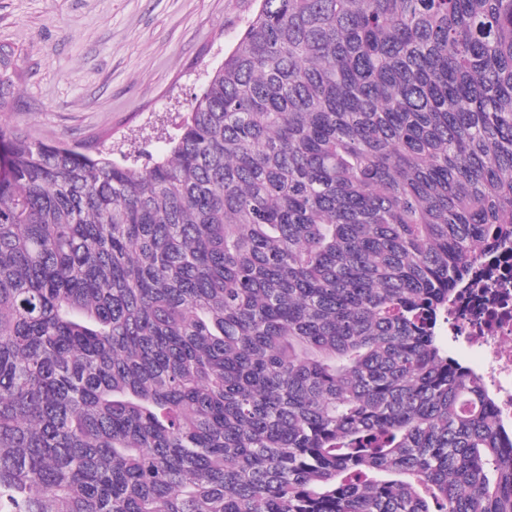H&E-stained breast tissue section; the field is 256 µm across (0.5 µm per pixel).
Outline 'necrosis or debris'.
Here are the masks:
<instances>
[{
  "instance_id": "necrosis-or-debris-1",
  "label": "necrosis or debris",
  "mask_w": 512,
  "mask_h": 512,
  "mask_svg": "<svg viewBox=\"0 0 512 512\" xmlns=\"http://www.w3.org/2000/svg\"><path fill=\"white\" fill-rule=\"evenodd\" d=\"M448 334L512 429V250L477 255L468 281L448 305Z\"/></svg>"
}]
</instances>
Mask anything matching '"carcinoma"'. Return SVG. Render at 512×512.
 I'll use <instances>...</instances> for the list:
<instances>
[{
	"mask_svg": "<svg viewBox=\"0 0 512 512\" xmlns=\"http://www.w3.org/2000/svg\"><path fill=\"white\" fill-rule=\"evenodd\" d=\"M168 145L0 127V512H512L441 334L512 245V0H260Z\"/></svg>",
	"mask_w": 512,
	"mask_h": 512,
	"instance_id": "obj_1",
	"label": "carcinoma"
}]
</instances>
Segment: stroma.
<instances>
[{"mask_svg": "<svg viewBox=\"0 0 512 512\" xmlns=\"http://www.w3.org/2000/svg\"><path fill=\"white\" fill-rule=\"evenodd\" d=\"M258 0H0V125L48 144L165 149Z\"/></svg>", "mask_w": 512, "mask_h": 512, "instance_id": "stroma-1", "label": "stroma"}]
</instances>
